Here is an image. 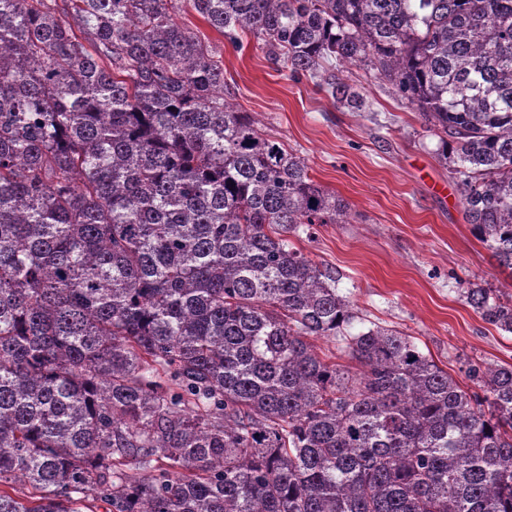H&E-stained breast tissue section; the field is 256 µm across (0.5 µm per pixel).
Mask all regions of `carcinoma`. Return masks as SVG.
<instances>
[{
    "instance_id": "obj_1",
    "label": "carcinoma",
    "mask_w": 512,
    "mask_h": 512,
    "mask_svg": "<svg viewBox=\"0 0 512 512\" xmlns=\"http://www.w3.org/2000/svg\"><path fill=\"white\" fill-rule=\"evenodd\" d=\"M187 2L351 112L338 66L387 81L512 271V0ZM181 7L0 0V512H512V366L462 387L292 243L348 206Z\"/></svg>"
}]
</instances>
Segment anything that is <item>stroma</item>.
Segmentation results:
<instances>
[{
    "label": "stroma",
    "instance_id": "obj_1",
    "mask_svg": "<svg viewBox=\"0 0 512 512\" xmlns=\"http://www.w3.org/2000/svg\"><path fill=\"white\" fill-rule=\"evenodd\" d=\"M175 20L218 52L229 100L348 205L349 223L316 225L313 239L296 245L339 273L338 287L360 315L413 336L460 384L468 382L466 360L512 366V335L484 322L464 297L471 283L511 297L512 276L471 234L461 188L418 114L355 66L342 76L364 89L373 109L347 111L309 78L294 79L262 43L234 48L187 6Z\"/></svg>",
    "mask_w": 512,
    "mask_h": 512
}]
</instances>
